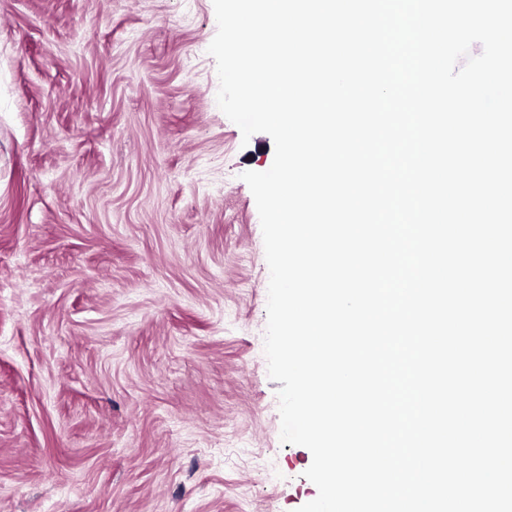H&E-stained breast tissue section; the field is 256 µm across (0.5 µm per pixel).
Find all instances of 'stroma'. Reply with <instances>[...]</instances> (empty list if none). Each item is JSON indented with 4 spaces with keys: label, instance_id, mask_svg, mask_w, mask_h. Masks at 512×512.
Instances as JSON below:
<instances>
[{
    "label": "stroma",
    "instance_id": "1",
    "mask_svg": "<svg viewBox=\"0 0 512 512\" xmlns=\"http://www.w3.org/2000/svg\"><path fill=\"white\" fill-rule=\"evenodd\" d=\"M213 0H0V512H297Z\"/></svg>",
    "mask_w": 512,
    "mask_h": 512
}]
</instances>
